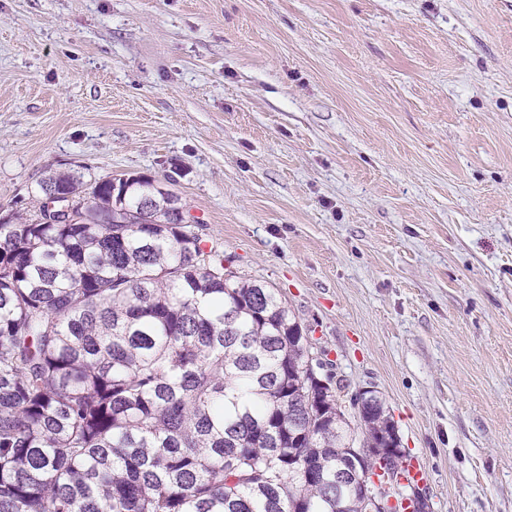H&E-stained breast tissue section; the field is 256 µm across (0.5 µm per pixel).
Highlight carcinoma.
Instances as JSON below:
<instances>
[{"label": "carcinoma", "mask_w": 512, "mask_h": 512, "mask_svg": "<svg viewBox=\"0 0 512 512\" xmlns=\"http://www.w3.org/2000/svg\"><path fill=\"white\" fill-rule=\"evenodd\" d=\"M0 217V512H362L346 386L279 291L144 175L50 170Z\"/></svg>", "instance_id": "obj_1"}]
</instances>
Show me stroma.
Segmentation results:
<instances>
[{"label": "stroma", "mask_w": 512, "mask_h": 512, "mask_svg": "<svg viewBox=\"0 0 512 512\" xmlns=\"http://www.w3.org/2000/svg\"><path fill=\"white\" fill-rule=\"evenodd\" d=\"M51 169L176 193L429 512H512V0H0V209Z\"/></svg>", "instance_id": "35a3bbf8"}]
</instances>
